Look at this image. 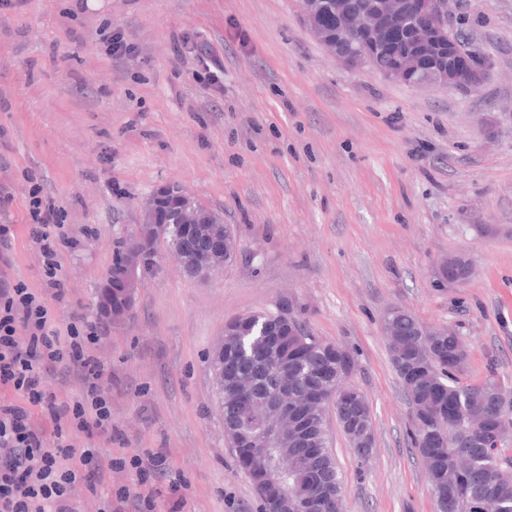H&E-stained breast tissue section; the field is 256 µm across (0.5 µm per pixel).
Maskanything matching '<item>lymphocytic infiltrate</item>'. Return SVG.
<instances>
[{"label":"lymphocytic infiltrate","mask_w":512,"mask_h":512,"mask_svg":"<svg viewBox=\"0 0 512 512\" xmlns=\"http://www.w3.org/2000/svg\"><path fill=\"white\" fill-rule=\"evenodd\" d=\"M28 219L45 284L60 289V251L71 239L40 188L29 192ZM101 337L93 322L58 326L44 293L24 282L0 284V387L17 396L0 402V512H72L75 488L96 490L113 467H131L141 485L150 472L162 469L163 453L115 460L72 439L76 432L112 433V399L103 388L104 367L93 353ZM57 372L78 382V399L62 401L51 391L48 379ZM36 409L56 425L53 446H46L33 420Z\"/></svg>","instance_id":"f902f5d3"}]
</instances>
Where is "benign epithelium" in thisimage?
I'll list each match as a JSON object with an SVG mask.
<instances>
[{"label":"benign epithelium","instance_id":"7a95c632","mask_svg":"<svg viewBox=\"0 0 512 512\" xmlns=\"http://www.w3.org/2000/svg\"><path fill=\"white\" fill-rule=\"evenodd\" d=\"M448 4L449 0H373L371 7L363 10L356 0H334L331 8L342 23L333 31L313 21L316 10L305 11V17L315 38L350 69L371 68L376 55L392 52L391 66L376 70L383 78L471 93L480 87L493 62L473 44L468 49L472 63L460 64V48L448 26ZM393 31L402 34L398 50L390 39ZM140 223L180 224L185 240L194 242V225L207 223V209L180 185H169L146 201ZM139 283L140 279L130 277L122 269H114L106 276L98 309L107 322H120L129 315ZM248 429L261 448L276 447L284 434L274 414Z\"/></svg>","mask_w":512,"mask_h":512}]
</instances>
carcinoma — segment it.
<instances>
[{
  "instance_id": "1",
  "label": "carcinoma",
  "mask_w": 512,
  "mask_h": 512,
  "mask_svg": "<svg viewBox=\"0 0 512 512\" xmlns=\"http://www.w3.org/2000/svg\"><path fill=\"white\" fill-rule=\"evenodd\" d=\"M183 244L181 225L143 224L139 236L118 246L114 264H124L125 253L135 252L143 256L148 270L159 246L171 251L183 249ZM222 260L221 253L195 257L187 262L185 274L203 279ZM386 328L392 366L414 403L410 441L424 460L436 512H484L489 501L496 503L498 512H512V467L504 448L491 447L489 438V433L503 430L504 397L497 381L464 385L455 378L469 357L466 341L456 333L431 336L402 309L389 313ZM211 363L224 436L235 449L237 466L261 494L267 491L265 474L253 456L242 452L252 447L243 430L248 402L241 387L246 380L260 383L263 401L269 403L282 389L302 406L311 395H322L354 454L360 459L371 454L375 438L370 404L359 389L345 384L356 366L353 354L318 340L288 302L228 324L224 347L213 352ZM476 411L485 422L481 434L466 427ZM282 448L297 457L301 467L288 479V490L274 496V512H298L301 498L315 504L313 512H342L343 479L330 449L326 415L316 413L309 435H290Z\"/></svg>"
}]
</instances>
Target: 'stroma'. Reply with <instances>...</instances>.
<instances>
[{"label":"stroma","mask_w":512,"mask_h":512,"mask_svg":"<svg viewBox=\"0 0 512 512\" xmlns=\"http://www.w3.org/2000/svg\"><path fill=\"white\" fill-rule=\"evenodd\" d=\"M450 19L493 58L467 95L349 69L308 31L296 0H18L0 7V281L44 286L28 190L60 211L59 325L99 321L118 241L155 191L180 184L236 231L234 262L204 281L162 257L96 355L112 377L125 458L164 449L155 512H259L224 438L210 355L226 321L295 307L313 336L356 357L347 385L373 417L357 458L327 430L344 512H434L410 448L411 406L392 367L394 308L452 327L459 380L495 378L512 409V0H452ZM122 33L137 51L114 57ZM471 258L461 285L436 263Z\"/></svg>","instance_id":"stroma-1"}]
</instances>
